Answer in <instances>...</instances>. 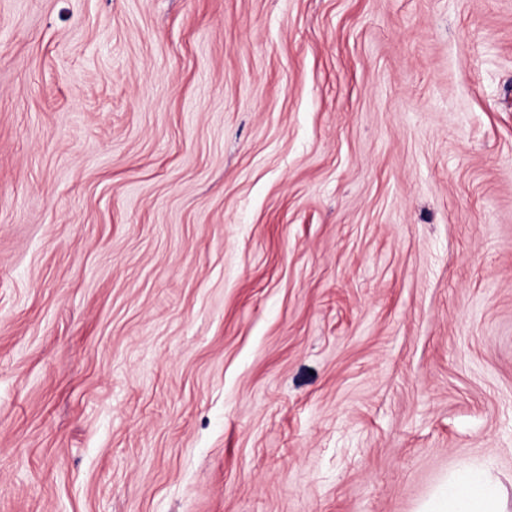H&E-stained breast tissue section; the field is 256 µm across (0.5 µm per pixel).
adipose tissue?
<instances>
[{
  "label": "adipose tissue",
  "mask_w": 512,
  "mask_h": 512,
  "mask_svg": "<svg viewBox=\"0 0 512 512\" xmlns=\"http://www.w3.org/2000/svg\"><path fill=\"white\" fill-rule=\"evenodd\" d=\"M420 512H512V502L489 469L467 467L449 477Z\"/></svg>",
  "instance_id": "ef3b65f1"
}]
</instances>
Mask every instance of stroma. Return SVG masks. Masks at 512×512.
<instances>
[{
    "label": "stroma",
    "mask_w": 512,
    "mask_h": 512,
    "mask_svg": "<svg viewBox=\"0 0 512 512\" xmlns=\"http://www.w3.org/2000/svg\"><path fill=\"white\" fill-rule=\"evenodd\" d=\"M512 498V0H0V512ZM508 499L487 468L465 467L448 478L419 512H508Z\"/></svg>",
    "instance_id": "1"
}]
</instances>
